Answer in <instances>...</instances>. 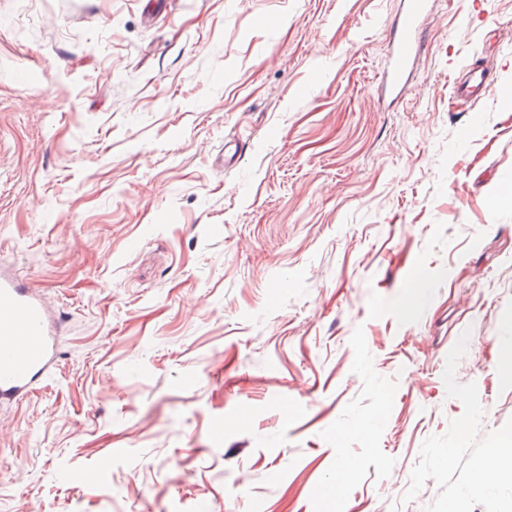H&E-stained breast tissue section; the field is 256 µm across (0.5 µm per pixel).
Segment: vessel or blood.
I'll return each mask as SVG.
<instances>
[{"label":"vessel or blood","mask_w":512,"mask_h":512,"mask_svg":"<svg viewBox=\"0 0 512 512\" xmlns=\"http://www.w3.org/2000/svg\"><path fill=\"white\" fill-rule=\"evenodd\" d=\"M430 0H402L392 35L385 80L393 93L406 86L422 47L421 24ZM485 69L473 67L458 77L457 98L474 104L481 98ZM60 356L58 326L41 294L19 272L0 270V403L18 402L35 392L54 371Z\"/></svg>","instance_id":"b4317fda"}]
</instances>
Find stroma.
<instances>
[{
  "instance_id": "1",
  "label": "stroma",
  "mask_w": 512,
  "mask_h": 512,
  "mask_svg": "<svg viewBox=\"0 0 512 512\" xmlns=\"http://www.w3.org/2000/svg\"><path fill=\"white\" fill-rule=\"evenodd\" d=\"M399 2L0 0V268L63 336L0 512H512V0H432L394 100ZM487 76L484 68L471 67L457 78L454 94L471 105L476 104L481 98L480 89L486 83Z\"/></svg>"
}]
</instances>
